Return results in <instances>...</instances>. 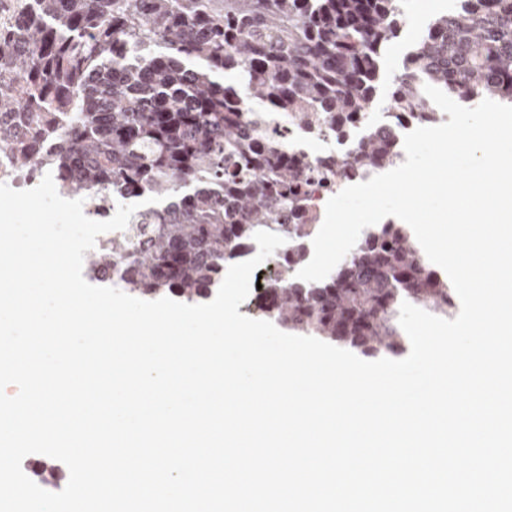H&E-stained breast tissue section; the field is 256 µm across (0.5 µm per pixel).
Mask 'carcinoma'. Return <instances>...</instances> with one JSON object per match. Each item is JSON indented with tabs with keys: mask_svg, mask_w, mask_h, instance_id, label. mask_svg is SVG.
Returning <instances> with one entry per match:
<instances>
[{
	"mask_svg": "<svg viewBox=\"0 0 512 512\" xmlns=\"http://www.w3.org/2000/svg\"><path fill=\"white\" fill-rule=\"evenodd\" d=\"M0 21V149L23 170L49 167L76 192L164 197L131 233L89 259L121 273L126 293L209 297L259 230L300 244L311 224L310 173L381 170L400 146L372 133L354 156L322 166L291 155L252 118L306 124L320 113L345 133L382 87L393 112L431 118L433 85L453 99L512 104V0H460L428 23L402 70L380 63L398 37L401 0H12ZM240 76L236 86L224 73ZM455 290L401 224L366 234L322 281L277 276L262 309L277 324L354 350L397 356L402 302L441 318Z\"/></svg>",
	"mask_w": 512,
	"mask_h": 512,
	"instance_id": "obj_1",
	"label": "carcinoma"
}]
</instances>
